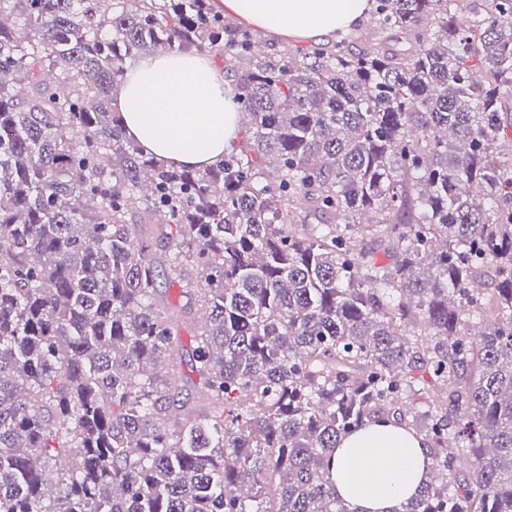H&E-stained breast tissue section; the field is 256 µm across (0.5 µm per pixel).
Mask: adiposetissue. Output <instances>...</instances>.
Wrapping results in <instances>:
<instances>
[{
    "mask_svg": "<svg viewBox=\"0 0 512 512\" xmlns=\"http://www.w3.org/2000/svg\"><path fill=\"white\" fill-rule=\"evenodd\" d=\"M372 0H218L225 13L279 39L320 40L348 28ZM224 72L184 53L140 59L117 99L125 131L158 159L203 169L222 159L239 132ZM424 437L395 423H374L346 436L333 453L332 481L357 512H396L429 477Z\"/></svg>",
    "mask_w": 512,
    "mask_h": 512,
    "instance_id": "adipose-tissue-1",
    "label": "adipose tissue"
}]
</instances>
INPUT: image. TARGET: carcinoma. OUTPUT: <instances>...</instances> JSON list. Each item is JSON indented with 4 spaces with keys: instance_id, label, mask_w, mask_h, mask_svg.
<instances>
[{
    "instance_id": "carcinoma-1",
    "label": "carcinoma",
    "mask_w": 512,
    "mask_h": 512,
    "mask_svg": "<svg viewBox=\"0 0 512 512\" xmlns=\"http://www.w3.org/2000/svg\"><path fill=\"white\" fill-rule=\"evenodd\" d=\"M259 42L213 0H0V512H357L332 455L390 421L432 459L396 512H512V0ZM158 51L224 61L222 162L127 137Z\"/></svg>"
}]
</instances>
